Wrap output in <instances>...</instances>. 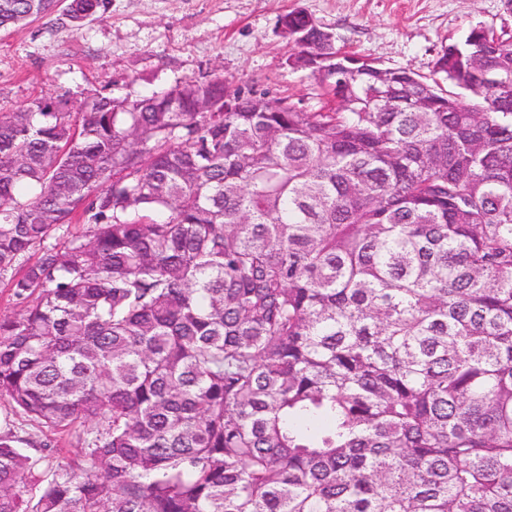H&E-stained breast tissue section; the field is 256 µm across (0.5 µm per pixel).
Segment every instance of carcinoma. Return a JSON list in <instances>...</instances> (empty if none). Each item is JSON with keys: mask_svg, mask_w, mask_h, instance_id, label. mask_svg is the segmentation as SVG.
I'll list each match as a JSON object with an SVG mask.
<instances>
[{"mask_svg": "<svg viewBox=\"0 0 512 512\" xmlns=\"http://www.w3.org/2000/svg\"><path fill=\"white\" fill-rule=\"evenodd\" d=\"M279 27L335 105L0 112V398L78 445L1 433L0 512H512V32L443 46L444 87Z\"/></svg>", "mask_w": 512, "mask_h": 512, "instance_id": "obj_1", "label": "carcinoma"}]
</instances>
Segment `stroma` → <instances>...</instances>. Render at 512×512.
I'll return each instance as SVG.
<instances>
[{
  "label": "stroma",
  "mask_w": 512,
  "mask_h": 512,
  "mask_svg": "<svg viewBox=\"0 0 512 512\" xmlns=\"http://www.w3.org/2000/svg\"><path fill=\"white\" fill-rule=\"evenodd\" d=\"M299 9L339 44L390 68L433 77L437 51L485 26L512 30V0H111L105 17L74 29L55 15L0 30V112L41 97L81 104L100 91L143 97L187 79L224 78L312 111L322 90L289 66L281 15ZM50 444L53 459L77 454L64 433L15 416L0 401V432Z\"/></svg>",
  "instance_id": "1"
}]
</instances>
